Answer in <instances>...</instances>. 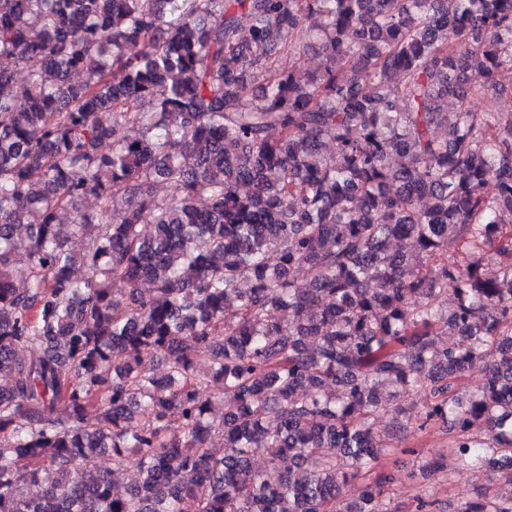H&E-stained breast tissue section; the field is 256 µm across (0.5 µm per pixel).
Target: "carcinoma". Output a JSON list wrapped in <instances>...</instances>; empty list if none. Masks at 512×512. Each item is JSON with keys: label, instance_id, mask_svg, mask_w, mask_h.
I'll return each mask as SVG.
<instances>
[{"label": "carcinoma", "instance_id": "obj_1", "mask_svg": "<svg viewBox=\"0 0 512 512\" xmlns=\"http://www.w3.org/2000/svg\"><path fill=\"white\" fill-rule=\"evenodd\" d=\"M504 67L512 0H0V512H392L372 419L424 388L512 485V113L470 80ZM87 470L108 471L114 483V489L117 493L122 494L132 484L137 476L136 469L131 465L124 470L115 471L112 475V458L109 456H98L89 459L84 466Z\"/></svg>", "mask_w": 512, "mask_h": 512}]
</instances>
